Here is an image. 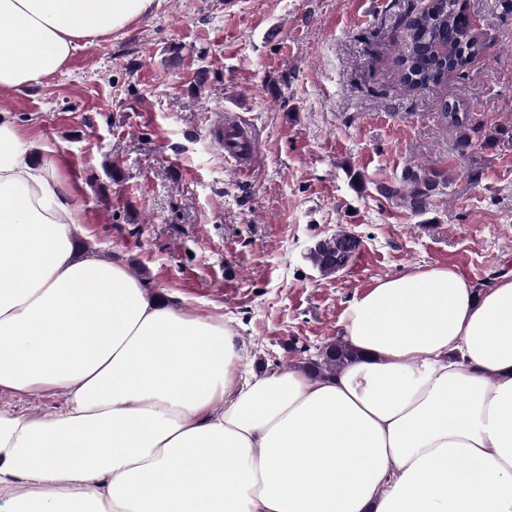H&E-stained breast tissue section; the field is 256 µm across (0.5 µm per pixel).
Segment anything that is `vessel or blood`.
Segmentation results:
<instances>
[{
    "label": "vessel or blood",
    "instance_id": "vessel-or-blood-1",
    "mask_svg": "<svg viewBox=\"0 0 512 512\" xmlns=\"http://www.w3.org/2000/svg\"><path fill=\"white\" fill-rule=\"evenodd\" d=\"M210 139L224 151V158L238 175L252 171L260 159V135L257 128L240 113L225 110L209 129Z\"/></svg>",
    "mask_w": 512,
    "mask_h": 512
}]
</instances>
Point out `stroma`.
Returning a JSON list of instances; mask_svg holds the SVG:
<instances>
[{"label": "stroma", "mask_w": 512, "mask_h": 512, "mask_svg": "<svg viewBox=\"0 0 512 512\" xmlns=\"http://www.w3.org/2000/svg\"><path fill=\"white\" fill-rule=\"evenodd\" d=\"M425 3L163 0L38 86L0 92V110L57 148L82 244L189 315L231 320L253 371L285 370L336 340L377 279L451 265L482 290L512 274V0H467L483 51L411 90L393 56ZM445 100L490 147L458 154ZM227 107L261 132L244 179L208 136ZM411 166L448 173L421 216L378 192ZM340 231L362 247L323 275L307 250Z\"/></svg>", "instance_id": "35a3bbf8"}]
</instances>
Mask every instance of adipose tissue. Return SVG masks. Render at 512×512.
<instances>
[{
  "mask_svg": "<svg viewBox=\"0 0 512 512\" xmlns=\"http://www.w3.org/2000/svg\"><path fill=\"white\" fill-rule=\"evenodd\" d=\"M161 0H0V89ZM0 111V512H512V276L376 280L341 316L336 374L242 377L223 321L186 314L80 247L82 207ZM65 400V395L62 392H57L55 395L28 397L9 391H0L1 406L9 405L17 413L28 416H38L44 412L64 406Z\"/></svg>",
  "mask_w": 512,
  "mask_h": 512,
  "instance_id": "obj_1",
  "label": "adipose tissue"
}]
</instances>
